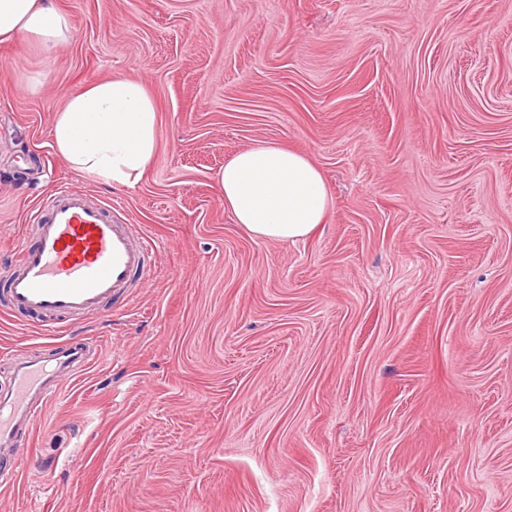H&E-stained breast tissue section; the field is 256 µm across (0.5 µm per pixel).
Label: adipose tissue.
I'll use <instances>...</instances> for the list:
<instances>
[{"label":"adipose tissue","mask_w":512,"mask_h":512,"mask_svg":"<svg viewBox=\"0 0 512 512\" xmlns=\"http://www.w3.org/2000/svg\"><path fill=\"white\" fill-rule=\"evenodd\" d=\"M71 36L52 0H0V43L33 40L53 49ZM52 144L75 170L129 189L142 181L157 149L156 109L145 85L122 74L70 93L55 117ZM224 206L256 237L306 238L325 223L331 197L302 152L259 142L217 175Z\"/></svg>","instance_id":"ef3b65f1"}]
</instances>
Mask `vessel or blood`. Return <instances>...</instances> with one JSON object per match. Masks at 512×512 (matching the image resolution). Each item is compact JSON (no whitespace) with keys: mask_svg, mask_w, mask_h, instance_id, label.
Listing matches in <instances>:
<instances>
[{"mask_svg":"<svg viewBox=\"0 0 512 512\" xmlns=\"http://www.w3.org/2000/svg\"><path fill=\"white\" fill-rule=\"evenodd\" d=\"M153 257L115 206L60 189L40 209L34 237L0 285V296L23 315L82 318L130 288L134 277L145 276ZM88 362L86 351L72 345L56 347L50 359L14 361L12 384L0 390V445L10 449L12 459L23 454L16 436L20 423L39 412L36 397L47 396L59 369L76 374Z\"/></svg>","mask_w":512,"mask_h":512,"instance_id":"obj_1","label":"vessel or blood"}]
</instances>
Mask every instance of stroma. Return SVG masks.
<instances>
[{
	"label": "stroma",
	"instance_id": "obj_1",
	"mask_svg": "<svg viewBox=\"0 0 512 512\" xmlns=\"http://www.w3.org/2000/svg\"><path fill=\"white\" fill-rule=\"evenodd\" d=\"M55 4L68 43L0 45V274L60 187L159 257L86 319L0 302L1 386L21 352L101 354L23 433L0 512H512V0ZM117 73L157 105L133 190L51 140ZM259 141L325 179L305 240L224 208Z\"/></svg>",
	"mask_w": 512,
	"mask_h": 512
}]
</instances>
